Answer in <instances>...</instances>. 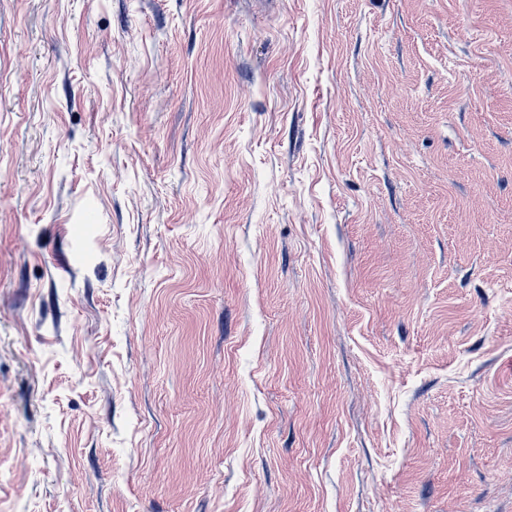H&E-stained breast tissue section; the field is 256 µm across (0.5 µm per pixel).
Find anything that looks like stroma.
<instances>
[{"label": "stroma", "mask_w": 512, "mask_h": 512, "mask_svg": "<svg viewBox=\"0 0 512 512\" xmlns=\"http://www.w3.org/2000/svg\"><path fill=\"white\" fill-rule=\"evenodd\" d=\"M0 512H512V0H0Z\"/></svg>", "instance_id": "1"}]
</instances>
